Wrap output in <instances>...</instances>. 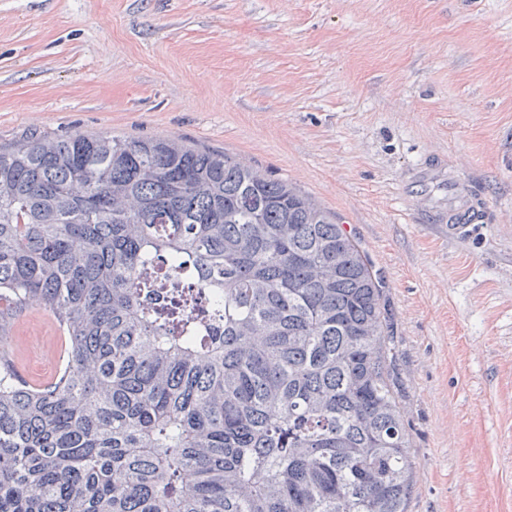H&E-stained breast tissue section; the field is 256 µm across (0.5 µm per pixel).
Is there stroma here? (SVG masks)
<instances>
[{
	"label": "stroma",
	"mask_w": 512,
	"mask_h": 512,
	"mask_svg": "<svg viewBox=\"0 0 512 512\" xmlns=\"http://www.w3.org/2000/svg\"><path fill=\"white\" fill-rule=\"evenodd\" d=\"M166 137L293 183L379 274L414 463L408 512H512V0H0V147ZM485 220L451 242L425 158ZM27 382L64 363L32 306Z\"/></svg>",
	"instance_id": "obj_1"
}]
</instances>
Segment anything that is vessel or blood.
Segmentation results:
<instances>
[{
	"instance_id": "obj_1",
	"label": "vessel or blood",
	"mask_w": 512,
	"mask_h": 512,
	"mask_svg": "<svg viewBox=\"0 0 512 512\" xmlns=\"http://www.w3.org/2000/svg\"><path fill=\"white\" fill-rule=\"evenodd\" d=\"M425 184L448 192L447 202L424 206L428 223L439 225L449 239L457 240L466 235L470 225L481 222L485 212L469 185L452 177L447 164L441 159H430L415 173Z\"/></svg>"
}]
</instances>
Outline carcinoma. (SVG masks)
I'll return each mask as SVG.
<instances>
[{"mask_svg":"<svg viewBox=\"0 0 512 512\" xmlns=\"http://www.w3.org/2000/svg\"><path fill=\"white\" fill-rule=\"evenodd\" d=\"M33 301L66 360L0 351V512H408L380 278L296 187L163 137L0 147V339Z\"/></svg>","mask_w":512,"mask_h":512,"instance_id":"1","label":"carcinoma"}]
</instances>
